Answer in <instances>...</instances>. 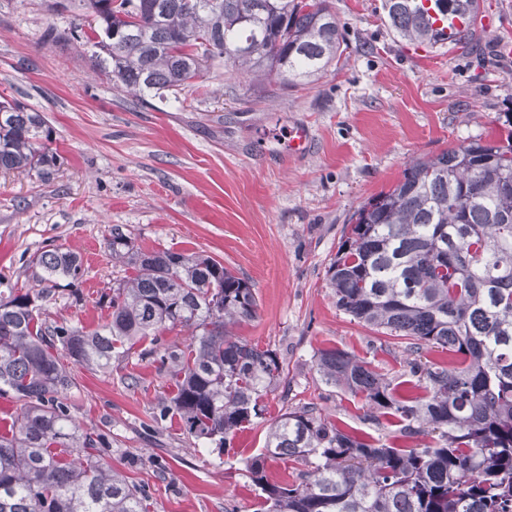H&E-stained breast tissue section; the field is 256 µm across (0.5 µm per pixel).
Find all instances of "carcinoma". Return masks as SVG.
<instances>
[{"instance_id":"1","label":"carcinoma","mask_w":512,"mask_h":512,"mask_svg":"<svg viewBox=\"0 0 512 512\" xmlns=\"http://www.w3.org/2000/svg\"><path fill=\"white\" fill-rule=\"evenodd\" d=\"M465 28L450 42L420 0H383L390 28L409 42L466 48L479 0H450ZM93 18L99 72L144 102L178 94L214 68L261 81L311 83L341 56L330 0H67ZM42 113L0 100V171L55 165ZM113 264L134 270L112 284L109 319L94 331L43 319L45 304L79 296L80 257L54 248L29 266L30 288L0 291V397L19 405L0 434V512H148L146 488L101 456L105 436L72 413L75 378L61 362L108 371L136 341L181 327L185 347L153 350L177 392L153 412L222 455L236 433L265 418L282 382L277 352L239 340L257 316L247 280L203 253L144 251L122 229L107 240ZM336 306L357 322L448 352V365L408 362L418 394L344 351H322V380L363 398L368 417L393 433L433 435L423 448L377 444L302 407L266 432L246 462L257 512H512V130L413 161L388 190L350 217L326 272ZM305 466L288 484L266 463Z\"/></svg>"}]
</instances>
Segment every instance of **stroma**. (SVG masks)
<instances>
[{"label": "stroma", "mask_w": 512, "mask_h": 512, "mask_svg": "<svg viewBox=\"0 0 512 512\" xmlns=\"http://www.w3.org/2000/svg\"><path fill=\"white\" fill-rule=\"evenodd\" d=\"M52 2L0 0V98L43 112L60 158L41 172L0 173V286L28 287L42 251H73L80 296L49 302L47 313L98 328L110 313L101 293L129 273L106 247L117 225L143 249L203 251L247 279L258 316L235 334L285 366L265 422L240 432L221 460L195 447L178 419L153 421L176 381L148 357L152 339L108 372L71 365L74 413L106 434L108 462L148 488L149 512H256L245 464L285 411L312 406L390 443L361 399L322 381L315 359L342 350L397 381L404 343L337 308L326 271L352 213L410 162L501 134L512 119V56L497 51L512 42V0H481L467 50L395 37L382 0H331L344 52L318 81L210 73L206 92L149 109L93 72L70 37L79 17ZM296 126L311 132L299 155L288 145Z\"/></svg>", "instance_id": "1"}]
</instances>
